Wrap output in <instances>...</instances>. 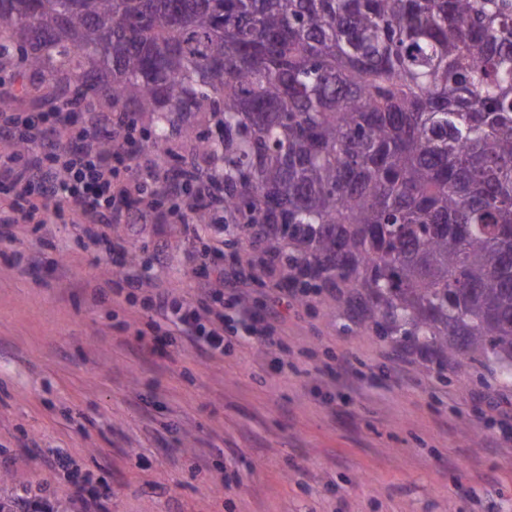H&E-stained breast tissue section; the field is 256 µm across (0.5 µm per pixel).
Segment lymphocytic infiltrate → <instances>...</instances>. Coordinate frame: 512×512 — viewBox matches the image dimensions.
<instances>
[{
  "instance_id": "1",
  "label": "lymphocytic infiltrate",
  "mask_w": 512,
  "mask_h": 512,
  "mask_svg": "<svg viewBox=\"0 0 512 512\" xmlns=\"http://www.w3.org/2000/svg\"><path fill=\"white\" fill-rule=\"evenodd\" d=\"M22 91L19 85L0 86V98L7 107L0 109V137L20 131L27 144L23 153L0 163V187L11 198L0 202L1 224H27L39 221L107 228L114 224H170L186 227L193 240L208 236L210 226L188 221V202L202 200L215 223L224 221L223 198L211 195L207 180L199 178L208 166L205 151H187V174L168 177L161 152H141L125 157L123 170H116L112 159L123 154V140L131 129L115 113L85 109V127L73 133L63 122L64 104L51 111L47 127L22 118L16 103ZM110 141L112 150H104L103 141ZM216 280L231 288L228 306L237 319L251 324L252 335L269 336L273 326L259 319L251 307V294L245 288L246 276L236 266L219 268ZM147 309L154 323H167L199 350L210 354L224 351V316L215 314L208 323H200L191 303L176 299L169 289H153Z\"/></svg>"
}]
</instances>
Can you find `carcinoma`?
Listing matches in <instances>:
<instances>
[{"label":"carcinoma","mask_w":512,"mask_h":512,"mask_svg":"<svg viewBox=\"0 0 512 512\" xmlns=\"http://www.w3.org/2000/svg\"><path fill=\"white\" fill-rule=\"evenodd\" d=\"M67 102L209 115L227 246L334 288L440 369L512 381V0H0Z\"/></svg>","instance_id":"carcinoma-1"}]
</instances>
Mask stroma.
Instances as JSON below:
<instances>
[{
	"label": "stroma",
	"mask_w": 512,
	"mask_h": 512,
	"mask_svg": "<svg viewBox=\"0 0 512 512\" xmlns=\"http://www.w3.org/2000/svg\"><path fill=\"white\" fill-rule=\"evenodd\" d=\"M0 227V477L54 512H512V384L439 370L370 330L335 289L276 312L272 342L224 325L209 356L144 309L175 289L201 318L217 266L180 224ZM122 242L148 275L122 287ZM69 469L57 468L56 456Z\"/></svg>",
	"instance_id": "35a3bbf8"
}]
</instances>
